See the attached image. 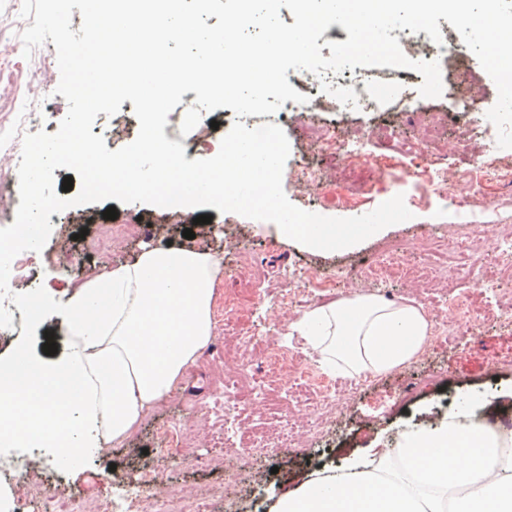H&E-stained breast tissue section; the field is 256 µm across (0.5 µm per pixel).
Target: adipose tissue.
I'll return each mask as SVG.
<instances>
[{"mask_svg":"<svg viewBox=\"0 0 512 512\" xmlns=\"http://www.w3.org/2000/svg\"><path fill=\"white\" fill-rule=\"evenodd\" d=\"M220 268L214 254L155 246L67 299L41 296L37 321L64 325L68 351L52 362L0 359V445L48 448L76 467L126 439L209 344ZM290 328L323 368L351 378L404 365L430 334L418 307L366 295L307 311ZM476 408L466 399L404 432L403 474L388 457L357 458L278 498L272 512H512V452L474 423Z\"/></svg>","mask_w":512,"mask_h":512,"instance_id":"ef3b65f1","label":"adipose tissue"}]
</instances>
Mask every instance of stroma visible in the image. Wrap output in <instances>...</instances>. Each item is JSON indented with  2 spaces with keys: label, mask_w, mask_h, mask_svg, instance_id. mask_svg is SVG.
<instances>
[{
  "label": "stroma",
  "mask_w": 512,
  "mask_h": 512,
  "mask_svg": "<svg viewBox=\"0 0 512 512\" xmlns=\"http://www.w3.org/2000/svg\"><path fill=\"white\" fill-rule=\"evenodd\" d=\"M22 0H0V125H23L25 132L55 133L68 104L55 89L60 80L53 42L37 47L24 57L21 32L28 20L20 15ZM344 118L332 112L303 108L290 113L283 131L290 144L282 187L295 206L323 216L350 218L372 212L396 195H425L410 205V220L388 226L361 243L338 251L315 252L278 240L265 222L233 212L203 206L177 214L143 203L116 204V221L104 218L106 203L79 205L52 214V230L42 251L32 253L36 274L18 285L25 293L41 286L55 295L76 290L87 279L112 267L135 261L145 248L169 243L220 254L224 272L218 275L214 313L228 312L229 332L256 341L273 339L293 352L294 362L317 368V356L300 337H289V325L304 312L339 303L354 293L389 297L422 306L428 320L448 309V290L438 284L420 288L399 278L359 280L356 288H333L329 296L303 291L302 285L319 273L343 269L353 273L376 260L387 248L401 247L406 263L428 258L435 241L466 233L492 236L500 225H512V206L485 213L468 223L449 199L429 191L418 155L401 156L387 150L390 137L417 142L430 125V114L441 120L442 149L431 161L437 167L469 168L481 146L491 155L512 163V148H499L497 130L485 113L464 111L451 85L441 97L422 98L417 85L406 96H380V109L366 112L346 107ZM367 135L369 149L381 157L379 165L343 161L320 151L317 128H333L338 122ZM139 122L131 101H124L114 116L98 114L93 134L104 135L109 150L131 143ZM321 171L316 188L304 186L303 166ZM200 215L210 216L197 224ZM125 225L124 240L109 252L98 253L96 238L109 236L113 224ZM192 229L194 239L182 232ZM224 342L211 339L194 364L162 403L145 413L122 442L107 445L101 455L85 459L77 468L54 466L44 471L22 462L26 478L17 472L0 475V498L12 497L20 486L54 485L63 497L94 502H117L135 486L141 473L157 477L153 491L159 500L190 512L198 494L209 493L210 512H270L276 499L329 467L364 455L374 440L383 448H395L401 434L443 418L468 394L486 400L484 414L499 416L512 407V318L460 324L455 335L429 337L410 363L373 377H337L334 402L325 404L314 396L290 404L287 414L295 420L287 447L265 448L247 454L221 445L223 428L209 403L215 381L224 374ZM175 426L182 445L167 447L163 429Z\"/></svg>",
  "instance_id": "1"
}]
</instances>
